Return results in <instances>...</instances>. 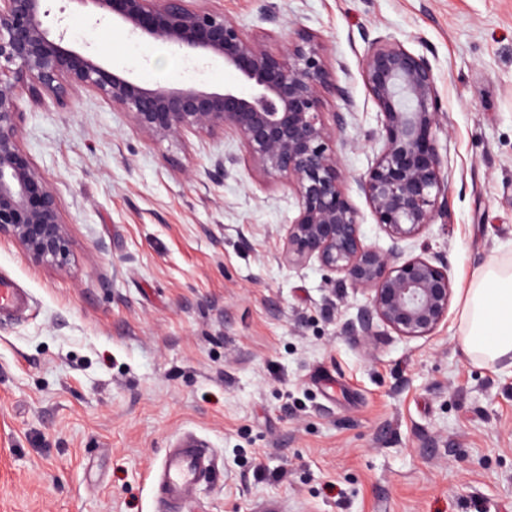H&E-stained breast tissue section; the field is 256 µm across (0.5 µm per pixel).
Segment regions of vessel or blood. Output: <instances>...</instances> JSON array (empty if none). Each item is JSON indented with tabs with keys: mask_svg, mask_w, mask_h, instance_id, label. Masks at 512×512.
I'll return each mask as SVG.
<instances>
[{
	"mask_svg": "<svg viewBox=\"0 0 512 512\" xmlns=\"http://www.w3.org/2000/svg\"><path fill=\"white\" fill-rule=\"evenodd\" d=\"M27 305L28 300L19 289L0 280V314ZM214 469L215 460L208 449L195 438H180L165 450L159 466L148 475L158 512H182Z\"/></svg>",
	"mask_w": 512,
	"mask_h": 512,
	"instance_id": "vessel-or-blood-1",
	"label": "vessel or blood"
}]
</instances>
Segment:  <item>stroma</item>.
I'll use <instances>...</instances> for the list:
<instances>
[{"label": "stroma", "instance_id": "35a3bbf8", "mask_svg": "<svg viewBox=\"0 0 512 512\" xmlns=\"http://www.w3.org/2000/svg\"><path fill=\"white\" fill-rule=\"evenodd\" d=\"M271 50L303 29L348 99L337 148L366 244L389 249L357 181L378 107L361 63L391 35L430 61L445 113V219L416 240L448 262L429 337L345 328L366 303L318 263L289 265L287 183L241 164L232 133L155 141L98 95L18 89L22 146L57 194L73 259L57 271L0 238V276L29 295L0 318V512H155L146 473L194 432L215 472L187 512H512V369L462 351L463 290L512 262V0H209ZM50 27L143 85L249 86L73 0Z\"/></svg>", "mask_w": 512, "mask_h": 512}]
</instances>
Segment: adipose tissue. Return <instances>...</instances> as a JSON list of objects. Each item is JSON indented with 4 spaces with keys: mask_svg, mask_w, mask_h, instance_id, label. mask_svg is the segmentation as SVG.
<instances>
[{
    "mask_svg": "<svg viewBox=\"0 0 512 512\" xmlns=\"http://www.w3.org/2000/svg\"><path fill=\"white\" fill-rule=\"evenodd\" d=\"M462 346L472 359L512 364V265L482 269L463 297Z\"/></svg>",
    "mask_w": 512,
    "mask_h": 512,
    "instance_id": "1",
    "label": "adipose tissue"
}]
</instances>
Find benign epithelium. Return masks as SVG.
I'll list each match as a JSON object with an SVG mask.
<instances>
[{
  "mask_svg": "<svg viewBox=\"0 0 512 512\" xmlns=\"http://www.w3.org/2000/svg\"><path fill=\"white\" fill-rule=\"evenodd\" d=\"M45 2L0 0V237L11 238L31 262L64 270L71 244L59 200L21 144L20 80L37 98L64 101L78 89L91 91L154 140L215 130L238 136L244 165L288 183L296 194L298 215L285 231V261L316 262L366 295L348 335L369 344L379 321L401 337L421 338L447 319L448 263L425 251L403 254V243L445 215L447 175L436 145L443 108L427 57L380 36L362 62L380 127L373 135L379 150L358 186L391 239V249L383 251L365 244L346 192L336 144L347 118L343 112L326 116L323 94L346 100L348 91L332 82L314 35L299 32L274 53L224 11L198 0H74L95 9L96 23L115 19L129 34L147 35L185 60L224 61L251 92L149 88L71 48L66 29L51 32Z\"/></svg>",
  "mask_w": 512,
  "mask_h": 512,
  "instance_id": "7a95c632",
  "label": "benign epithelium"
}]
</instances>
